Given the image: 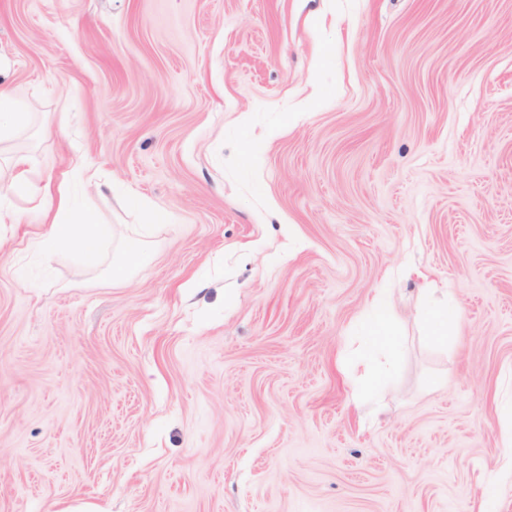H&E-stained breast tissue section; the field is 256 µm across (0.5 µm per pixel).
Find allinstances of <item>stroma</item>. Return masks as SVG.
<instances>
[{
  "label": "stroma",
  "instance_id": "1",
  "mask_svg": "<svg viewBox=\"0 0 512 512\" xmlns=\"http://www.w3.org/2000/svg\"><path fill=\"white\" fill-rule=\"evenodd\" d=\"M0 69L102 230L0 188V512H512V0H0ZM25 156H14L9 161L11 178L9 187H22L27 194H41L42 201L54 210L50 224L35 234L31 245L44 253L59 251L76 252L86 257L94 256L99 247L100 231L96 215L92 211L74 215L68 192L63 185L51 189L49 177L43 187H37L28 177ZM424 298L422 316L430 329L433 341L439 344H447L450 328L458 317V309L454 305H437L432 302L433 293L429 288H422ZM372 305L376 307L378 313L376 315V322L369 327L367 334L368 348L372 352L378 351H393L397 344L392 331V305L389 301H380L375 298Z\"/></svg>",
  "mask_w": 512,
  "mask_h": 512
}]
</instances>
